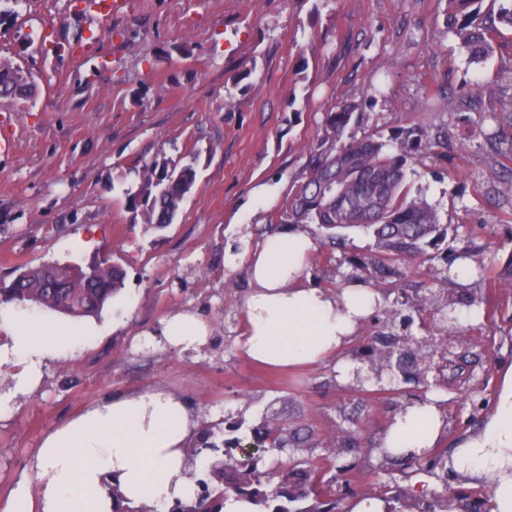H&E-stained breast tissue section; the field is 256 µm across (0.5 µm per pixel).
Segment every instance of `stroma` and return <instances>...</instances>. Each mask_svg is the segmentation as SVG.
<instances>
[{
    "instance_id": "obj_1",
    "label": "stroma",
    "mask_w": 512,
    "mask_h": 512,
    "mask_svg": "<svg viewBox=\"0 0 512 512\" xmlns=\"http://www.w3.org/2000/svg\"><path fill=\"white\" fill-rule=\"evenodd\" d=\"M119 16L74 0H23L0 28V58L30 73L34 97L0 99V283L19 270L84 264L108 255L124 285L97 316L99 336L76 356L49 362L36 392L0 417V512L43 439L97 400L162 389L180 396L214 442L226 420H244L241 447L257 445L262 420L304 439L305 459L351 466L337 480L340 512L393 483L398 471L374 443L399 399L363 396L336 378L333 363L272 369L242 348L246 255L278 231L274 219L316 140L322 112L356 104V134L388 137L406 122L445 129V160L415 159L407 180L435 204L447 246L412 265L409 298L459 295L440 278L449 252L482 244L488 281L472 280L481 319L464 321L452 344L461 378L436 392L454 448L491 414L512 368V286L491 278L512 262V206L487 201L490 170L512 158L490 149L475 122L512 112V28L500 27L484 63L470 62L446 25V0H126ZM250 71L252 87L237 82ZM444 86L442 109L427 110ZM194 164L192 193L173 224L147 229L123 191L143 163ZM345 249L316 234L313 285L345 286L343 254L374 239L345 230ZM92 238L91 250L69 248ZM177 311L197 314L207 342L181 352L160 330Z\"/></svg>"
}]
</instances>
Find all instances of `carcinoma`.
I'll list each match as a JSON object with an SVG mask.
<instances>
[{
	"instance_id": "obj_1",
	"label": "carcinoma",
	"mask_w": 512,
	"mask_h": 512,
	"mask_svg": "<svg viewBox=\"0 0 512 512\" xmlns=\"http://www.w3.org/2000/svg\"><path fill=\"white\" fill-rule=\"evenodd\" d=\"M485 0H448L446 23L473 63H481L494 52L491 27L482 12ZM29 93L22 70L0 58V96ZM357 107L351 102L322 113L321 135L309 148L307 163L288 201L276 216L285 224H316L328 238L336 230L354 227L355 211L363 212L359 228L372 233L374 248L345 259L351 276L367 275L380 288L383 299L397 281L402 268L429 260L428 248L442 230L438 208L407 182L408 161L422 154L438 156L437 147L445 137L440 130L425 136L417 123L396 128L383 141L374 135L346 134L357 120ZM491 149L512 154V139L499 130L485 135ZM196 170L188 164L169 166L156 161L138 171L136 186L124 190L129 210L142 213L149 229L162 230L176 219L180 204L194 186ZM121 288V274L108 259L96 261L94 269L80 266H41L25 270L21 277L0 288L1 301H30L43 309L72 316L99 313ZM443 441L416 454L393 453L380 449L383 457L402 461L409 480L427 472L448 473V454ZM232 442H224V458L210 464L206 474L209 490L197 494L191 503L177 502L176 512H223L229 498L247 501L260 512H337L338 501L331 497L324 471L329 465H315L292 453L276 466L266 465L261 452L238 460ZM278 478L270 486L272 478ZM378 499L388 512H408L406 493L394 490Z\"/></svg>"
}]
</instances>
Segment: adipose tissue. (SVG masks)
<instances>
[{
	"mask_svg": "<svg viewBox=\"0 0 512 512\" xmlns=\"http://www.w3.org/2000/svg\"><path fill=\"white\" fill-rule=\"evenodd\" d=\"M313 234L283 229L250 256V288L244 348L254 361L273 367L314 366L337 356L339 380L351 381L342 359L365 319L381 302L368 285L354 281L336 292L313 286L308 260ZM95 321L75 326L23 302L0 304V414L39 387L48 360L75 356L92 336ZM181 350L205 344L207 325L188 311L170 315L161 330ZM193 411L177 395L150 390L98 401L44 438L14 490L22 512H113L114 499L136 507L193 501L196 481L185 450L197 435ZM444 430L438 405H414L382 435L393 451L434 447ZM448 467L465 479L489 482V512H512V370L506 372L484 428L463 440Z\"/></svg>",
	"mask_w": 512,
	"mask_h": 512,
	"instance_id": "ef3b65f1",
	"label": "adipose tissue"
}]
</instances>
